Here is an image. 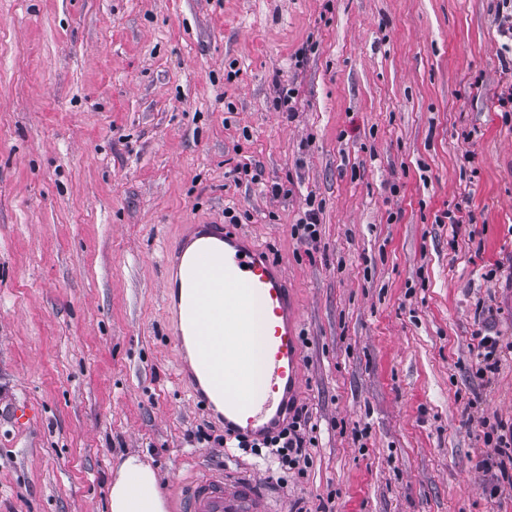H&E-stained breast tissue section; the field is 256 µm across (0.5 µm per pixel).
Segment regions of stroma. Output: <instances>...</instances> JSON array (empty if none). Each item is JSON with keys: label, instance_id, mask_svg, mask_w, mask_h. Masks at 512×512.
<instances>
[{"label": "stroma", "instance_id": "1", "mask_svg": "<svg viewBox=\"0 0 512 512\" xmlns=\"http://www.w3.org/2000/svg\"><path fill=\"white\" fill-rule=\"evenodd\" d=\"M497 11L0 0V512H106L131 455L168 497L207 469L259 479L277 512H512L480 465L512 422ZM310 197L313 244L294 233ZM228 208L295 296L316 436L300 476L222 451L179 376L164 250ZM479 332L503 345L488 382Z\"/></svg>", "mask_w": 512, "mask_h": 512}]
</instances>
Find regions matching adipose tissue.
<instances>
[{"mask_svg": "<svg viewBox=\"0 0 512 512\" xmlns=\"http://www.w3.org/2000/svg\"><path fill=\"white\" fill-rule=\"evenodd\" d=\"M109 512H166L164 496L151 466L130 457L108 497Z\"/></svg>", "mask_w": 512, "mask_h": 512, "instance_id": "adipose-tissue-1", "label": "adipose tissue"}]
</instances>
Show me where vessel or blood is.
Here are the masks:
<instances>
[{"label":"vessel or blood","instance_id":"b4317fda","mask_svg":"<svg viewBox=\"0 0 512 512\" xmlns=\"http://www.w3.org/2000/svg\"><path fill=\"white\" fill-rule=\"evenodd\" d=\"M166 303L179 310L175 336L184 377L197 384V399L221 406L224 428L260 438L280 426L303 386V359L296 302L284 270L242 233L224 224H189L164 256ZM254 310L250 321L238 309ZM263 348V399L253 398L239 368L253 337ZM237 366L233 393L213 378ZM178 512H274L255 484L240 479L227 490L223 475H206L181 488Z\"/></svg>","mask_w":512,"mask_h":512}]
</instances>
